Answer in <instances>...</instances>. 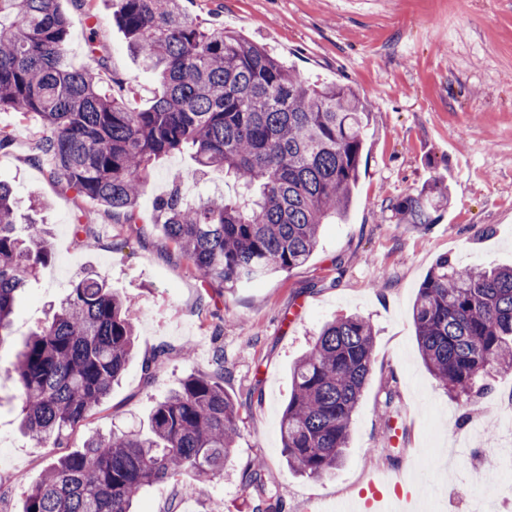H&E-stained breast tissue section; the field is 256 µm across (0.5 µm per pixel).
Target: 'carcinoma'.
<instances>
[{
    "mask_svg": "<svg viewBox=\"0 0 512 512\" xmlns=\"http://www.w3.org/2000/svg\"><path fill=\"white\" fill-rule=\"evenodd\" d=\"M130 52L157 71L162 91L147 109L115 80L95 41L90 63H62L69 21L59 0H0V112L36 118L49 131L38 159L50 178L126 224L139 220L149 168L192 152L196 174L243 184L248 196L185 203L181 176L155 206L174 248L213 288H235L304 264L322 224L342 217L359 180L370 106L340 83L305 82L264 47L232 31L208 30L184 0H111ZM15 193L0 181V342L16 299L54 253L50 231L16 233ZM448 206L435 182L390 208L399 224L426 226ZM425 366L453 398L478 396L512 369V266L459 268L441 257L412 308ZM129 305L93 273L75 281L52 317L6 368L20 396L21 426L50 448L71 437L121 377L134 348ZM374 329L350 315L325 324L293 366L279 431L288 466L310 477L336 471L352 415L372 370ZM165 355L143 361L151 383ZM238 412L224 390V361L190 374L158 399L148 432H94L82 447L52 456L28 491L24 512H131L142 490L192 472L211 486L235 450ZM256 512H280L262 479Z\"/></svg>",
    "mask_w": 512,
    "mask_h": 512,
    "instance_id": "obj_1",
    "label": "carcinoma"
}]
</instances>
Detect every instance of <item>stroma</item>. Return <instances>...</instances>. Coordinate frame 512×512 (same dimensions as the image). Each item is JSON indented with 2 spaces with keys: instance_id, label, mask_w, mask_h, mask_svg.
Listing matches in <instances>:
<instances>
[{
  "instance_id": "35a3bbf8",
  "label": "stroma",
  "mask_w": 512,
  "mask_h": 512,
  "mask_svg": "<svg viewBox=\"0 0 512 512\" xmlns=\"http://www.w3.org/2000/svg\"><path fill=\"white\" fill-rule=\"evenodd\" d=\"M69 19L65 61L87 64L89 39L108 59V76L135 86L138 108L161 90L157 73L130 54L107 0L87 20L76 0H61ZM193 19L263 45L305 79L351 85L371 106L353 202L321 228L309 260L231 291L203 287L192 265L153 222V206L177 173H190L189 152L155 163L139 200L141 219L117 222L98 205L53 183L37 163L44 134L34 120L0 112V180L18 199V221L52 228L55 258L20 295L11 334L0 341L10 365L38 324L51 317L73 281L95 271L129 301L136 353L105 403L72 435L145 428L155 400L192 373L224 362V388L238 411V437L224 476L199 492L192 474L156 484L135 512H252L244 471L263 460L264 479L282 512H336L356 500L380 471L402 472L415 485L420 512H468L470 497L492 490L502 470L500 423H479L475 409L512 391V373L496 375L492 394L453 399L424 366L412 307L435 261L459 266L512 264V0H185ZM448 187V207L432 224L396 223L389 209L433 180ZM44 201L40 212L31 197ZM92 225L74 235L76 222ZM358 314L375 330L372 372L353 416L336 473L312 478L290 470L279 421L291 392L290 368L320 327ZM165 356L153 383L142 362ZM399 406L396 432L385 430L386 391ZM15 388L0 380V512H23L26 493L52 454L19 429Z\"/></svg>"
}]
</instances>
